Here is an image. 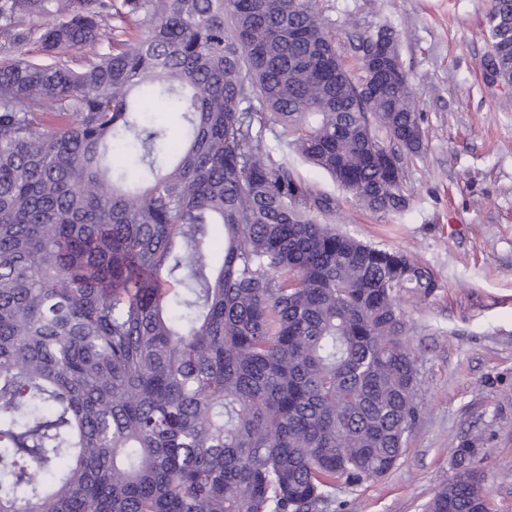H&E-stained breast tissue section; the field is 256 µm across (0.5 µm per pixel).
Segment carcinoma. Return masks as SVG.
I'll return each mask as SVG.
<instances>
[{"label":"carcinoma","mask_w":512,"mask_h":512,"mask_svg":"<svg viewBox=\"0 0 512 512\" xmlns=\"http://www.w3.org/2000/svg\"><path fill=\"white\" fill-rule=\"evenodd\" d=\"M485 27L511 85L512 0ZM363 68L314 0H0V512H330L392 469L437 281L288 165L407 208L410 77ZM479 454L425 512H491Z\"/></svg>","instance_id":"obj_1"}]
</instances>
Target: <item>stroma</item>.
<instances>
[{"instance_id":"35a3bbf8","label":"stroma","mask_w":512,"mask_h":512,"mask_svg":"<svg viewBox=\"0 0 512 512\" xmlns=\"http://www.w3.org/2000/svg\"><path fill=\"white\" fill-rule=\"evenodd\" d=\"M316 9L355 80L358 38L397 29L423 149L405 164L400 214L365 209L324 171L293 153L288 161L334 200L338 231L409 252L438 282L404 305L424 413L384 478L337 489L340 512H424L466 434L480 440L493 512H512V86L482 80L487 0H316Z\"/></svg>"}]
</instances>
